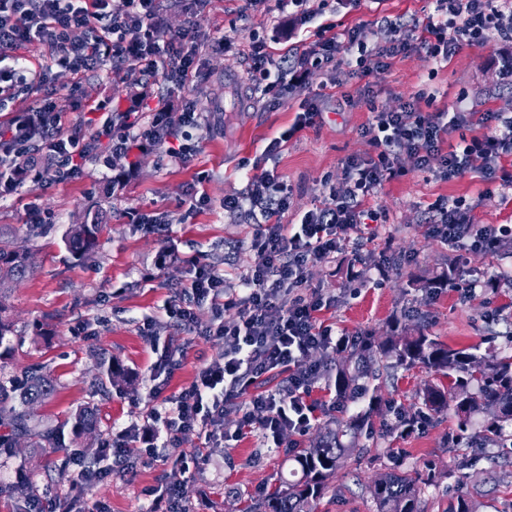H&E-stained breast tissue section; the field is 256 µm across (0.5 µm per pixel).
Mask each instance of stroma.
<instances>
[{"mask_svg":"<svg viewBox=\"0 0 512 512\" xmlns=\"http://www.w3.org/2000/svg\"><path fill=\"white\" fill-rule=\"evenodd\" d=\"M434 7L433 0H361L356 8L333 2L317 23H293L289 36L282 37L278 29L283 16L262 2L248 8L244 0H206L199 27L198 74L181 94L172 96L161 79L142 85L106 67L79 76L54 70L49 89L70 100L62 135H70L77 127L93 134L105 112L124 111L136 98L153 109L163 97L176 111L185 100H193L206 123L193 137L196 151L190 162H170L161 146L142 153L136 171L117 194L106 193L112 172L92 154L76 176L50 186L28 182L13 194L0 196V240L25 245L35 262L33 274L11 292V315L18 334L11 339L6 370L17 375L39 363L56 380L55 395L36 407L33 415L65 444L60 452L19 447L0 454V512H24L26 497L45 491L52 493L56 512H69L76 495L87 507L103 505L105 512H166L165 507L154 506L150 491L163 477L178 472L182 458L196 452L189 442L166 448L163 461L146 462L136 454L124 471L98 456L104 440L155 406L154 388H163L168 396L179 393L223 350L220 341L169 328L164 307L169 287L186 280L187 273L178 264L156 268L160 241L128 223L126 211L167 212L180 251L205 255L223 274L226 287L235 288L240 272L259 260L248 247L254 226L246 218L224 212L221 202L226 195L245 192L246 172L265 165L263 150L268 140L288 130L307 102L317 101L322 118L288 141L278 166L293 188L287 217L295 222L314 199L328 200L321 178L342 185L343 160L370 151L360 135L369 113L355 103L364 84L373 86L383 107L395 106L422 89L433 96L437 108L512 113V91L501 85L499 77L500 63L512 55V46L494 42L464 48L441 65L417 53L400 55L390 59L386 68L372 71L368 81L355 80L344 88L336 84L335 69L327 68L292 83L287 98L279 103L267 102L250 87L251 35L264 37L274 56H295L309 46L317 24H331L341 31L363 20L422 23ZM401 164L406 175L386 183L368 200L388 221L364 241L360 251L368 261L389 252L391 263L377 282L355 293L347 290L350 254L311 265L310 287L336 298L335 307L321 312V321L352 333L386 336L392 320L402 317L451 346L482 351L512 348L507 336L512 330L511 291L488 290L469 299L460 291L431 294L421 286L422 280L452 261L463 278L512 274L511 254L461 253L425 233V211L441 198L477 202L475 223L512 225V196L497 193L486 200L482 197L486 185L475 175L441 182L411 171L409 159ZM201 170L211 175L205 189L212 203L189 212L181 202ZM95 206L109 214L96 258L83 263L70 259L62 235L84 210ZM34 207L41 215L37 224L29 219ZM147 319L157 325L160 346L179 356L170 372L157 375L152 370L157 356L139 334ZM37 323L43 324V335L33 334ZM104 356L119 362L131 376V384L100 383L99 362ZM439 380V375L418 366L400 368L387 379L381 396L386 402L407 406L425 382ZM86 405L97 410V429L93 435L77 438L72 432L73 416ZM392 421L390 412H383L375 420L373 434L359 437L367 454L344 461L335 493L321 500L316 512H373L368 485L377 473L387 468L422 470L429 465L448 478L440 487L428 489V512H446L449 500L459 491L470 498L473 512H512V460L498 468L494 492L470 480L461 485L452 480L459 459L470 453L467 441L451 440L457 429L453 411L428 417L423 429L403 438L390 433ZM205 454L207 463L180 474L181 503L190 512H242L248 498L271 491L291 467L285 453L270 447L257 431L227 440L223 447L206 449ZM78 458L107 470V478L75 486Z\"/></svg>","mask_w":512,"mask_h":512,"instance_id":"obj_1","label":"stroma"}]
</instances>
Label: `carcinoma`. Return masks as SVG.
<instances>
[{"instance_id":"obj_1","label":"carcinoma","mask_w":512,"mask_h":512,"mask_svg":"<svg viewBox=\"0 0 512 512\" xmlns=\"http://www.w3.org/2000/svg\"><path fill=\"white\" fill-rule=\"evenodd\" d=\"M104 229L102 213L85 211L80 222L70 225L65 234L66 250L79 261L93 257ZM32 271V258L26 247L0 242V360L11 353L10 337L17 333L8 314L7 290ZM388 360L395 367L420 366L448 379L446 385L425 384L417 402L403 410L405 422H396L391 432L401 433L404 423L451 407L462 431L472 416L486 415L477 432L479 442L496 445L504 440L507 427L512 426V354L490 349L478 355L469 347H452L397 319L392 323L391 335L378 338L362 334L350 348L337 352L328 365L327 374L334 380L336 398L354 402L368 394V410L336 422V428L326 430L313 446L295 449L289 477L280 478L274 491L248 504L243 512H314L316 503L334 490L342 459L367 452L345 442L344 437L373 429V415L383 412L382 397L369 393L365 379ZM55 391L54 381L39 367L25 372L21 383L0 371V451L7 452L22 441L29 448L59 447L48 431L32 423L34 407L50 399ZM96 426L94 407L85 406L77 411L75 436L90 433ZM446 477V473L423 474L414 468L380 472L369 486L374 512H427L426 488Z\"/></svg>"}]
</instances>
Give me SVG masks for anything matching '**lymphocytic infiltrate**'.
Instances as JSON below:
<instances>
[{"instance_id":"obj_1","label":"lymphocytic infiltrate","mask_w":512,"mask_h":512,"mask_svg":"<svg viewBox=\"0 0 512 512\" xmlns=\"http://www.w3.org/2000/svg\"><path fill=\"white\" fill-rule=\"evenodd\" d=\"M123 2L125 8L118 13L112 0H0V94L23 85L45 91L35 105L15 113L7 132L0 134V156L8 159L28 143L32 129L42 132L28 167L0 166L1 196L24 182L50 184L81 169L88 142L77 133H60L66 109L46 89L53 67L79 75L108 65L130 77L163 75L171 94L184 88L199 52L196 19L167 36L158 0ZM34 41L41 45L46 63L33 71L21 65L19 52ZM491 42L512 43V6L507 0H435L424 25L382 21L380 41L373 45L363 26L338 35L322 24L301 56L277 59L265 42L252 38L250 73L254 91L275 102L285 98L292 75L330 66L341 86L368 76L371 61L381 69L387 59L415 52L441 63L463 48ZM426 97L419 90L387 110L377 106L372 90H365L361 101L371 118L362 134L372 153L346 157L345 190L315 203L297 224L284 221L292 187L273 163L293 133L319 121L320 110L307 104L289 132L269 141L263 154L271 168L248 175L246 192L225 196L222 202L225 212L246 216L256 227L249 245L261 261L241 276L239 290L225 289L223 274L207 258L180 257L168 216L127 212L128 223L146 226L163 240L158 268L181 261L190 274L175 285L167 303L172 326L189 336L222 340L224 349L178 395L129 423L117 439L102 443L101 453L111 458L113 467L126 468L134 448L142 449L146 458H157L162 437L174 443L193 435L205 447H223L224 419L231 412L238 417L237 434L257 430L275 447L298 448L317 421L318 410L337 408L336 400L321 402L313 394L325 377L326 357L345 349L352 336L319 322V314L330 309L333 300L310 287L309 265L332 262L350 243L362 239L369 225L386 223V216L367 207L366 200L386 182L403 176L400 158H409L414 171L440 181L474 174L498 192L512 190V116L484 113L482 132L474 135L471 113L423 110L420 103ZM202 120L190 100L178 112L163 107L145 114L132 107L106 117L94 136L107 139L118 159L163 145L172 159L184 163L194 146L182 136L185 130L200 128ZM456 132L462 135L459 144L449 145ZM470 212V204L461 198L436 201L428 207L427 232L458 250L488 255L512 242L511 224H476ZM209 303L215 317L210 324H199L196 311ZM228 311L234 312V319H225ZM314 352L319 355L315 361L310 358ZM274 377L278 385L267 387Z\"/></svg>"}]
</instances>
